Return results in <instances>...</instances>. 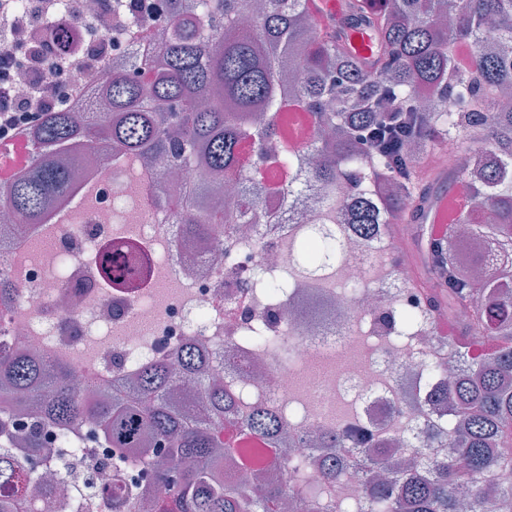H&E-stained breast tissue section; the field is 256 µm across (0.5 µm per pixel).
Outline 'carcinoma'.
Listing matches in <instances>:
<instances>
[{"label": "carcinoma", "instance_id": "carcinoma-1", "mask_svg": "<svg viewBox=\"0 0 512 512\" xmlns=\"http://www.w3.org/2000/svg\"><path fill=\"white\" fill-rule=\"evenodd\" d=\"M343 0L346 20L366 25L372 57L357 55L345 27L318 24L310 0H190L185 17L164 4L162 11L134 16L127 38L142 48L140 65L112 77L111 111L80 127L72 113H50L30 134L29 168L9 183L4 204L31 223L66 193L73 170L57 159L72 151L74 163L89 165L97 151L156 162L162 171L195 167L198 182L167 195L173 223L203 235L221 224L256 217L259 202L242 189L229 212L205 201L216 179H244L262 162L291 171L298 156L278 132L284 112L313 116L315 157L305 179L321 187L316 223L343 219L372 233L382 226L392 237L399 224H424L433 208L424 183L440 177L420 168L422 156L451 147L469 156L465 167L448 171L463 184L471 206L448 225V240L463 224L497 242L499 257L479 256L483 275L472 280L456 267L451 245L428 239L424 269L412 285L425 291L430 308L459 328L448 344L470 352L472 333L483 336L480 353L453 377L441 362L424 366L429 402L437 422L422 431L420 447L406 458L391 453L392 440L379 437L362 448L336 424L327 440L309 441L327 456L295 458L297 486L269 482L264 469L247 485L234 474L246 453L273 452L286 428L275 411L258 404L235 411L234 394L208 378L204 358L177 349L142 371L136 388L89 400L70 380L65 364L48 371L25 358L8 339L0 342V434L7 431L6 403L32 402L37 417L62 441L84 422L95 424L100 441L115 458L143 467L141 478L164 486L150 512H284L286 498L297 512H512V457L504 436L512 427V107L494 103L512 88V0ZM165 21V40L148 32ZM471 61L456 58L458 44ZM402 112L399 143H414L413 167L400 169L393 155L372 150L374 131L392 103ZM258 148L246 157L242 145ZM339 240L322 236L300 250L296 273L275 280L258 277L261 293L288 295L296 275L338 257ZM415 310L396 308L391 321L403 333ZM258 348L289 354L288 344L266 324L248 336ZM248 438L259 448H240L225 439ZM316 477L308 476L312 466ZM351 475L363 478L362 496L344 493ZM0 512H54L46 494L32 503L23 486L22 465L0 450Z\"/></svg>", "mask_w": 512, "mask_h": 512}]
</instances>
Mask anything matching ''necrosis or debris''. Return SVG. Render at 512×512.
Instances as JSON below:
<instances>
[{
    "mask_svg": "<svg viewBox=\"0 0 512 512\" xmlns=\"http://www.w3.org/2000/svg\"><path fill=\"white\" fill-rule=\"evenodd\" d=\"M126 23L113 0H0V85L8 84L15 111H58L63 84L76 91L71 107L109 111L102 90L133 53L131 43L112 41L113 30ZM250 178L263 189L262 211L294 209L300 222L186 238L167 206L155 203V169L139 171L107 154L94 162L92 179L75 177L43 223H20L1 207L0 268L9 270L15 289L0 293V334L49 366L82 368L78 385L97 389L132 388L141 365L192 346L208 354L214 377L242 388L238 411L261 401L284 414L301 401V419L288 426L297 437L335 426L332 407L348 398L365 430L399 439L397 454L408 455L404 427L427 422L414 405L425 389L421 367L450 354L433 321L410 327L399 347L374 327L390 306L426 309L423 296L407 286L412 264L405 241L368 240L348 225H328L342 239V259L299 277L287 298L261 296L256 272L296 267L317 199L280 198L271 189L280 175L270 169ZM357 277L370 285L353 301L342 288ZM273 310L280 313L274 331L288 342L293 363L245 339L248 327ZM340 344L356 348L343 369L315 374L320 357ZM42 446L44 461L33 479L58 485L55 512H112L109 495L84 493L97 466L126 481L137 474L110 456L90 422L70 445L47 433Z\"/></svg>",
    "mask_w": 512,
    "mask_h": 512,
    "instance_id": "1",
    "label": "necrosis or debris"
}]
</instances>
